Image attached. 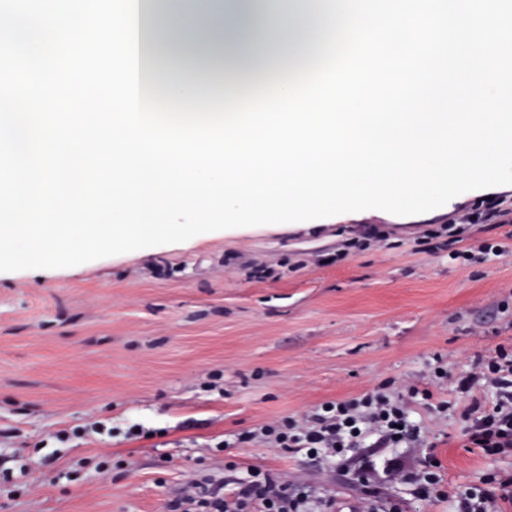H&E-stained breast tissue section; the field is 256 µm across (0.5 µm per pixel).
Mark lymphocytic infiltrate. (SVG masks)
Instances as JSON below:
<instances>
[{"label":"lymphocytic infiltrate","mask_w":512,"mask_h":512,"mask_svg":"<svg viewBox=\"0 0 512 512\" xmlns=\"http://www.w3.org/2000/svg\"><path fill=\"white\" fill-rule=\"evenodd\" d=\"M464 224L447 227L452 259L469 263L488 261L512 252L508 244L473 246ZM434 380L454 379L465 403L453 407L443 400L439 413L456 409L468 447L483 455L512 452V345H498L479 357L470 368L450 375L441 357L431 365ZM428 390L411 386L399 390L384 383L351 398L327 400L304 419L290 416L261 424L238 435L234 443L244 448L263 443L288 452H305L317 464L344 470L359 449L377 448L381 454L360 468L356 476L364 495L355 512H402L384 495L389 485H405L423 498L445 501L456 512H507L512 506V469L487 475L479 489L462 490L449 484L442 464L429 450L425 427L416 416L417 405L427 403ZM334 499L311 486L283 481L274 472L257 465L245 466L229 481L205 480L197 496L175 499L170 512H335Z\"/></svg>","instance_id":"obj_1"}]
</instances>
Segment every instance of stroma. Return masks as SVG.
Here are the masks:
<instances>
[{
  "mask_svg": "<svg viewBox=\"0 0 512 512\" xmlns=\"http://www.w3.org/2000/svg\"><path fill=\"white\" fill-rule=\"evenodd\" d=\"M487 200L422 220L211 231L0 273V512H169L232 462L311 484L351 512L363 491L354 475L220 442L386 381L447 399L433 356L457 371L512 344V255L461 265L440 233ZM421 415L454 484L512 466L466 447L456 413ZM135 423L145 434L128 435Z\"/></svg>",
  "mask_w": 512,
  "mask_h": 512,
  "instance_id": "stroma-1",
  "label": "stroma"
}]
</instances>
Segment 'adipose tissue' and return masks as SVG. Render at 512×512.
<instances>
[{
	"label": "adipose tissue",
	"mask_w": 512,
	"mask_h": 512,
	"mask_svg": "<svg viewBox=\"0 0 512 512\" xmlns=\"http://www.w3.org/2000/svg\"><path fill=\"white\" fill-rule=\"evenodd\" d=\"M327 21L325 0H299L276 15L265 0H148L139 28L145 84L193 101L220 70L231 86L259 88L312 60Z\"/></svg>",
	"instance_id": "obj_1"
}]
</instances>
